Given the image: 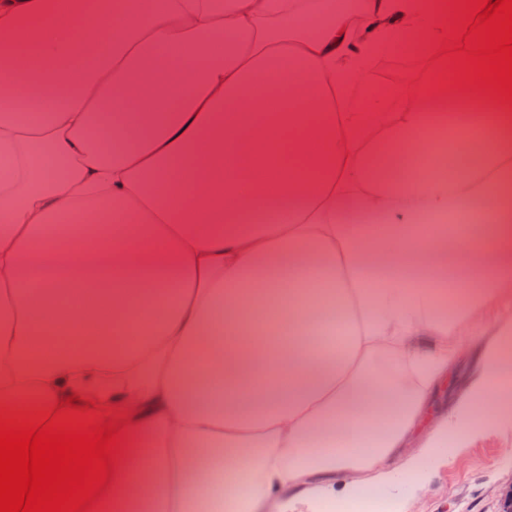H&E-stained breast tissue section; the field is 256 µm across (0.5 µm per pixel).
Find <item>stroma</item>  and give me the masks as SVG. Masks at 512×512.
<instances>
[{
    "label": "stroma",
    "mask_w": 512,
    "mask_h": 512,
    "mask_svg": "<svg viewBox=\"0 0 512 512\" xmlns=\"http://www.w3.org/2000/svg\"><path fill=\"white\" fill-rule=\"evenodd\" d=\"M401 66L382 82L375 60L366 63L369 91L361 104L380 103L384 111L406 107L432 82L433 58L416 45ZM512 496V427L498 429L461 449L452 462L433 465L422 486L398 501V512H500Z\"/></svg>",
    "instance_id": "stroma-1"
}]
</instances>
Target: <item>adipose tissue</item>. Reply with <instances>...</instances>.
<instances>
[{"label": "adipose tissue", "instance_id": "obj_1", "mask_svg": "<svg viewBox=\"0 0 512 512\" xmlns=\"http://www.w3.org/2000/svg\"><path fill=\"white\" fill-rule=\"evenodd\" d=\"M0 0V407L68 395L127 425L95 512H288L392 494L507 425L512 107L448 79L396 123L330 98L375 46L436 50L447 0ZM107 48L95 68L78 55ZM475 127V164L410 174L429 118ZM162 218L108 234L132 199ZM471 208L460 234L450 217ZM435 223H421L419 209ZM176 289L174 301L164 299ZM336 306L340 354L305 336ZM70 335L51 347L41 327ZM480 363L451 410L465 356ZM396 355L393 377L373 360ZM390 414L377 419L375 408ZM252 464L245 488L224 468Z\"/></svg>", "mask_w": 512, "mask_h": 512}]
</instances>
